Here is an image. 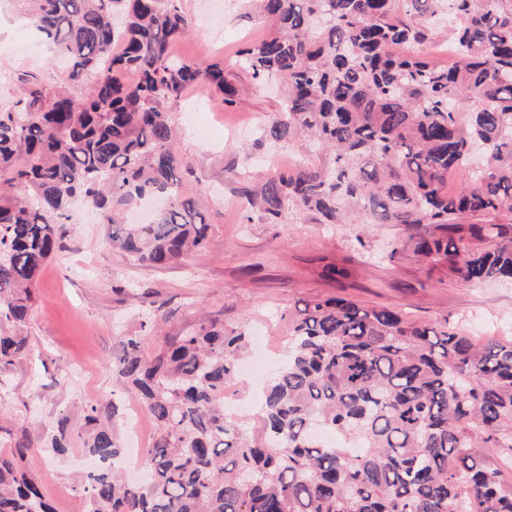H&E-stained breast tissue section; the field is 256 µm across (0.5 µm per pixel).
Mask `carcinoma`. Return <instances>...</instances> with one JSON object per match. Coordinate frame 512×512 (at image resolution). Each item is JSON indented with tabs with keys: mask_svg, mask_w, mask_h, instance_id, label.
<instances>
[{
	"mask_svg": "<svg viewBox=\"0 0 512 512\" xmlns=\"http://www.w3.org/2000/svg\"><path fill=\"white\" fill-rule=\"evenodd\" d=\"M270 34L239 52L256 81L287 85L263 136L299 141L301 164L246 190L270 224L291 207L323 224H431L399 241L465 282L512 280V0H257ZM448 10L457 58L410 52L425 30L398 18ZM39 31L70 61L64 86L18 76L0 112V374L23 365L33 288L68 233L75 198L99 211L105 241L141 264L202 251L199 199L182 195L171 106L199 83L226 106L238 87L219 62L177 56L193 21L181 0H33ZM464 186L448 192V173ZM162 199L152 223L122 211ZM496 239L491 249L474 247ZM247 325L203 319L154 353L122 337L112 371L154 423L143 482H126L116 429L86 410L97 462L79 483L84 512H512V338L478 342L389 308L312 298L288 313L283 363L246 424L224 385ZM342 436L320 441L317 430ZM34 445L0 427V512H54L23 461Z\"/></svg>",
	"mask_w": 512,
	"mask_h": 512,
	"instance_id": "cac0c4a2",
	"label": "carcinoma"
}]
</instances>
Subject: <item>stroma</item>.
Wrapping results in <instances>:
<instances>
[{"label":"stroma","mask_w":512,"mask_h":512,"mask_svg":"<svg viewBox=\"0 0 512 512\" xmlns=\"http://www.w3.org/2000/svg\"><path fill=\"white\" fill-rule=\"evenodd\" d=\"M182 8L194 25L175 42V53L223 63L240 85L232 106L200 85L171 107L183 130L185 191L209 192L207 246L168 266L139 264L104 244L96 212L73 216L62 251L35 290L26 329L30 362L0 375V424L25 431L34 444L25 466L56 512L82 508L73 488L87 467V406L112 403L125 414L137 398L112 370V347L153 319L156 308L167 320L144 335L150 353L195 330L204 313L286 340L287 312L311 298L344 297L415 323L459 325L480 340L502 335V323L512 322V282L470 285L413 253L391 258L395 243L411 232L407 225L321 224L309 211L270 224L251 212L244 191L257 173L271 175L303 158L297 147L261 137L269 118L284 110V85L257 84L239 66V49L271 26L250 0H182ZM22 72L54 90L67 63L38 35L27 0H0V111L17 99ZM63 415L70 448L56 454L49 444Z\"/></svg>","instance_id":"obj_1"}]
</instances>
